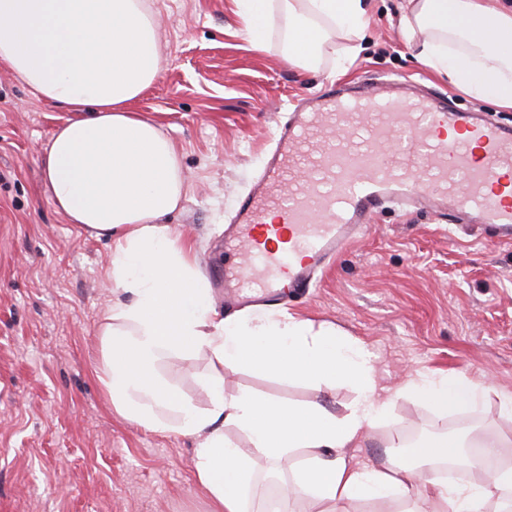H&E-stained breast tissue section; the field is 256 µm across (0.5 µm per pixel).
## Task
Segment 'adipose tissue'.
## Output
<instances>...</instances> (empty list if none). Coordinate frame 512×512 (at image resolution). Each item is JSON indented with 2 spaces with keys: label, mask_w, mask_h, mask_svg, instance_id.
<instances>
[{
  "label": "adipose tissue",
  "mask_w": 512,
  "mask_h": 512,
  "mask_svg": "<svg viewBox=\"0 0 512 512\" xmlns=\"http://www.w3.org/2000/svg\"><path fill=\"white\" fill-rule=\"evenodd\" d=\"M248 41L263 48L273 9L288 17L283 56L316 67L336 34L357 56L370 24L368 0H234ZM398 25L415 57L461 92L512 109V0H401ZM160 20L147 0H0V69L37 100L68 116L40 156L51 201L69 223L112 241L109 275L128 301L112 303L98 327L97 377L116 413L149 430L194 439L192 463L211 512H246L244 490L256 458L286 462L295 493L319 512L344 503L420 500L422 512H512V465L477 483L429 480L416 494L418 463H461L462 441L435 434L407 445L390 441L387 464L352 461L390 404L371 356L332 323L288 314L221 317L193 248L167 217L181 204L184 178L176 143L132 103L160 76ZM171 353L203 354L219 370L204 381L206 406L175 391L157 370ZM245 367L320 386L344 383L356 397L344 414L320 403L292 404L224 391L221 366ZM397 394L440 413L498 397L506 426L489 447L512 444V395L463 373L407 376ZM245 436L237 443L235 434Z\"/></svg>",
  "instance_id": "ef3b65f1"
}]
</instances>
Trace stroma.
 I'll return each mask as SVG.
<instances>
[{
    "label": "stroma",
    "mask_w": 512,
    "mask_h": 512,
    "mask_svg": "<svg viewBox=\"0 0 512 512\" xmlns=\"http://www.w3.org/2000/svg\"><path fill=\"white\" fill-rule=\"evenodd\" d=\"M167 62L132 105L181 151L184 199L168 218L198 258H219L237 199L258 180L276 124L337 78L338 59L313 70L283 59L288 20L275 13L264 49H253L231 0H149ZM400 0H371L363 49L346 80L410 82L472 112L512 124V110L472 99L412 56L397 26ZM63 109L48 106L0 70V512H209L193 475L192 438L151 431L118 415L97 379L98 325L114 297L111 247L53 206L39 156ZM290 315L336 324L371 354L381 386L416 372L460 371L512 393V242L482 225H451L427 208L379 212L316 288L290 299ZM178 393L203 406L207 357L173 354L157 366ZM228 393L247 388L285 402L344 412L353 390L285 382L225 369ZM496 403L440 414L406 397L349 449L384 460V442L464 437L499 428ZM252 512L293 483L289 466L258 460Z\"/></svg>",
    "instance_id": "stroma-1"
}]
</instances>
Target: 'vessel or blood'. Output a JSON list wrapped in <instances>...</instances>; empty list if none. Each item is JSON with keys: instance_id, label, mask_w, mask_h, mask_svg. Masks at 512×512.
I'll use <instances>...</instances> for the list:
<instances>
[{"instance_id": "vessel-or-blood-1", "label": "vessel or blood", "mask_w": 512, "mask_h": 512, "mask_svg": "<svg viewBox=\"0 0 512 512\" xmlns=\"http://www.w3.org/2000/svg\"><path fill=\"white\" fill-rule=\"evenodd\" d=\"M274 142L231 223L243 260L213 271L226 306L305 293L388 206L427 202L512 241V125L444 98L336 84L296 106Z\"/></svg>"}]
</instances>
